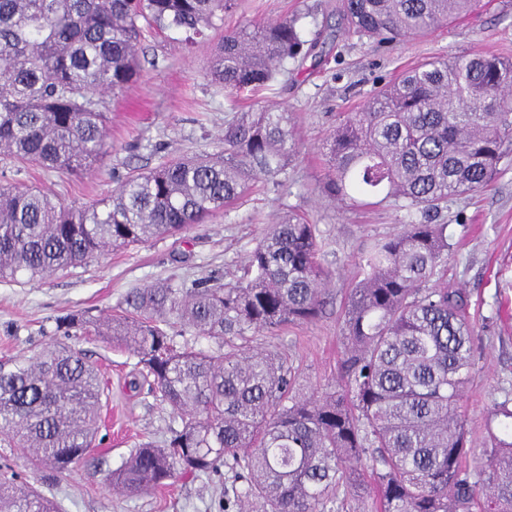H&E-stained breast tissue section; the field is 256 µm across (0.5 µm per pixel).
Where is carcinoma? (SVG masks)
<instances>
[{
  "mask_svg": "<svg viewBox=\"0 0 512 512\" xmlns=\"http://www.w3.org/2000/svg\"><path fill=\"white\" fill-rule=\"evenodd\" d=\"M476 0H337L348 31L384 42L446 27ZM238 0H0V155L60 173L108 153L103 96L140 77L144 28L193 47ZM299 17L224 31L207 76L230 93L268 85L288 60L315 55ZM512 144V60L425 61L348 114L326 142L324 190L351 206L391 202L422 220L365 257L344 313L337 383L300 388L279 355L234 345L322 313L328 273L316 225L290 211L249 252L246 278L168 279L129 291L121 313L55 318L31 356L0 362V433L32 474L64 473L95 447L104 386L82 339L137 358L175 425L106 477L128 496L226 468L241 487L224 510L332 512L336 488H369L380 512H512V399L495 404L482 465L465 463L458 413L473 364L468 298L442 281L448 197L486 188ZM286 109L240 112L224 150L160 162L81 207L0 181V278L42 279L109 251L180 234L288 169ZM0 512H60L16 472L0 473Z\"/></svg>",
  "mask_w": 512,
  "mask_h": 512,
  "instance_id": "cac0c4a2",
  "label": "carcinoma"
}]
</instances>
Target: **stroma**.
Returning a JSON list of instances; mask_svg holds the SVG:
<instances>
[{
  "mask_svg": "<svg viewBox=\"0 0 512 512\" xmlns=\"http://www.w3.org/2000/svg\"><path fill=\"white\" fill-rule=\"evenodd\" d=\"M292 14L300 15L305 39L317 41V57L288 62L276 81L238 95L211 83L208 61L225 30L244 19L270 22ZM478 52L512 58V0H477L469 15L448 27L395 43L345 31L336 0H239L223 27L209 30L191 49L173 31L146 37L141 77L107 98L110 149L95 171L75 176L0 160V172L52 192L64 205L88 206L111 196L132 171L165 158L221 151L224 124L235 113L280 106L290 113L298 144L288 174L256 180L247 198L183 235L113 251L41 280H1L0 357L39 350L51 341L55 318L68 311L113 313L136 286L168 277L236 282L268 225L293 210L316 224L323 242L320 261L331 273L325 310L311 323L255 336L247 344L286 358L301 386L323 388L337 381L344 307L363 276V259L378 241L402 232L411 217L388 203L364 210L326 196L323 145L347 113L360 111L403 71L428 59ZM435 221L448 227V282L465 290L474 326V367L459 406L468 463L474 466L489 428L498 424L495 403L512 398V153L486 189L449 197ZM83 348L97 363L108 397L98 448L50 482L49 493L62 512H221L220 490L235 482L229 471L218 483L180 478L136 496L108 487L106 475L135 445H160L168 438L170 412L149 382L138 380L136 360L127 352L99 341L84 342Z\"/></svg>",
  "mask_w": 512,
  "mask_h": 512,
  "instance_id": "obj_1",
  "label": "stroma"
}]
</instances>
